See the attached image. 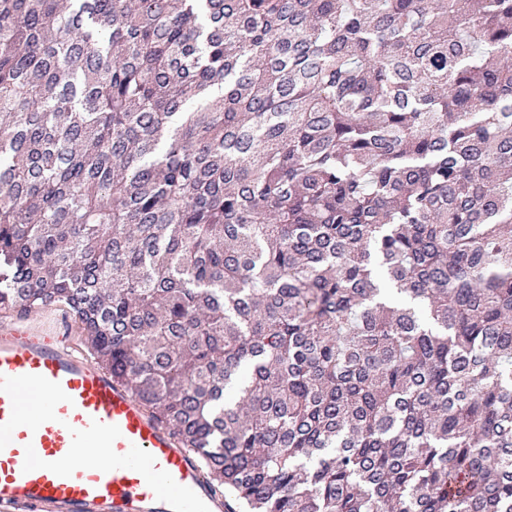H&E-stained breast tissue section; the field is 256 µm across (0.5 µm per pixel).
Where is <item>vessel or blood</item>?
I'll return each instance as SVG.
<instances>
[{"instance_id":"obj_1","label":"vessel or blood","mask_w":512,"mask_h":512,"mask_svg":"<svg viewBox=\"0 0 512 512\" xmlns=\"http://www.w3.org/2000/svg\"><path fill=\"white\" fill-rule=\"evenodd\" d=\"M62 327L0 316V512H224L196 452Z\"/></svg>"}]
</instances>
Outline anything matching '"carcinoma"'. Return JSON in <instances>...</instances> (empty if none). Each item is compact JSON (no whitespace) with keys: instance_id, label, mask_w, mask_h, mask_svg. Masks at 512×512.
<instances>
[{"instance_id":"carcinoma-1","label":"carcinoma","mask_w":512,"mask_h":512,"mask_svg":"<svg viewBox=\"0 0 512 512\" xmlns=\"http://www.w3.org/2000/svg\"><path fill=\"white\" fill-rule=\"evenodd\" d=\"M37 304L224 512H512V0H0Z\"/></svg>"}]
</instances>
